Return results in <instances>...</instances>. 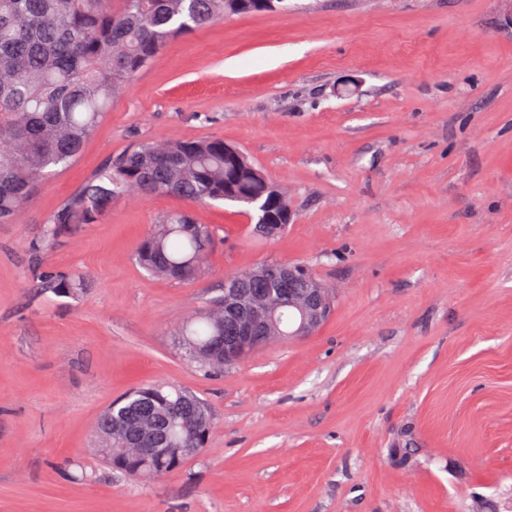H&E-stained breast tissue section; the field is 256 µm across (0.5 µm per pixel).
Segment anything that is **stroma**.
I'll return each mask as SVG.
<instances>
[{
	"label": "stroma",
	"instance_id": "1",
	"mask_svg": "<svg viewBox=\"0 0 512 512\" xmlns=\"http://www.w3.org/2000/svg\"><path fill=\"white\" fill-rule=\"evenodd\" d=\"M503 0H285L169 41L81 155L0 223V512H512V28ZM223 138L288 193L265 238L242 207L114 199L49 217L137 144ZM190 210L218 243L187 283L135 262ZM265 262L334 310L208 375L176 326ZM82 274L79 295L46 271ZM164 382L215 426L182 471L134 480L92 449L102 410Z\"/></svg>",
	"mask_w": 512,
	"mask_h": 512
}]
</instances>
